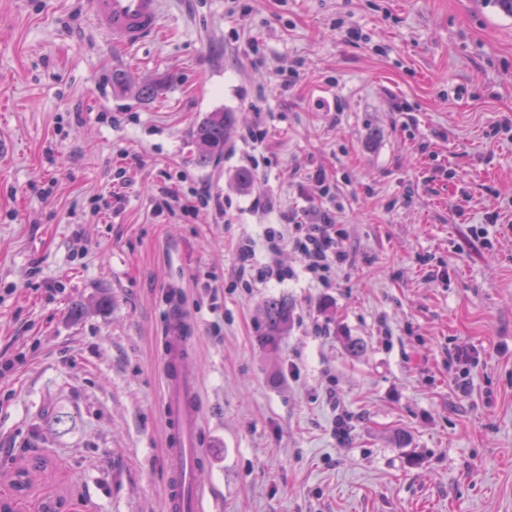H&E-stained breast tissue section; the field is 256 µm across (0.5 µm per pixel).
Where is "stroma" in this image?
I'll return each mask as SVG.
<instances>
[{"mask_svg": "<svg viewBox=\"0 0 512 512\" xmlns=\"http://www.w3.org/2000/svg\"><path fill=\"white\" fill-rule=\"evenodd\" d=\"M215 111L232 123L203 165ZM506 120L512 17L479 0H169L127 52L87 0H0V357H22L0 378V491L41 456L22 512H165L157 347L179 288L217 512H512ZM125 150L142 164L116 207ZM194 185L228 212H156ZM321 206L349 252L335 283L241 288L238 239ZM270 298L292 309L273 350ZM226 113L223 111L212 112L195 131L199 159L203 164H208L216 154L224 150L229 119ZM160 203L157 204V208L164 210L175 216L179 212L182 216H193L196 217L200 213L199 209L189 208L183 201L182 193L179 191L172 190L169 187L160 188Z\"/></svg>", "mask_w": 512, "mask_h": 512, "instance_id": "1", "label": "stroma"}]
</instances>
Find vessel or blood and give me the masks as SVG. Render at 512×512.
<instances>
[{"label":"vessel or blood","instance_id":"vessel-or-blood-1","mask_svg":"<svg viewBox=\"0 0 512 512\" xmlns=\"http://www.w3.org/2000/svg\"><path fill=\"white\" fill-rule=\"evenodd\" d=\"M166 0H89L91 20L113 47L131 49L160 31ZM166 331L161 338L165 369L164 423L168 454L167 512H214L200 475L210 456L200 446L203 406L197 375L188 363L195 354L190 318L181 292L165 298Z\"/></svg>","mask_w":512,"mask_h":512}]
</instances>
